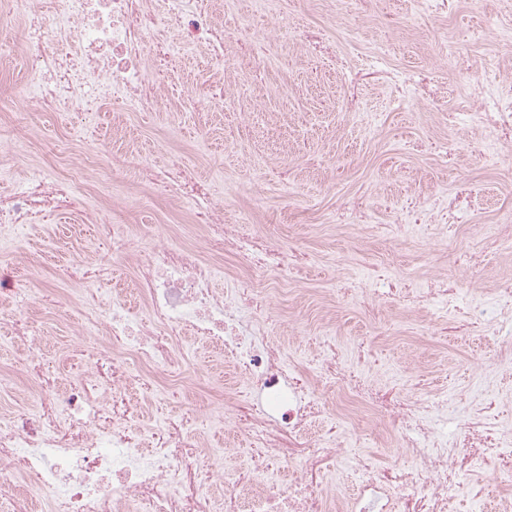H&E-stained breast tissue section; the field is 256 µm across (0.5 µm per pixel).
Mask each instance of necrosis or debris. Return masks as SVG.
Listing matches in <instances>:
<instances>
[{
    "label": "necrosis or debris",
    "instance_id": "obj_1",
    "mask_svg": "<svg viewBox=\"0 0 512 512\" xmlns=\"http://www.w3.org/2000/svg\"><path fill=\"white\" fill-rule=\"evenodd\" d=\"M166 3L161 12L153 0H0V57L18 56L29 66L28 82L0 95L9 131L31 128L35 107L90 112L112 102L134 112L176 115L223 103L216 86L176 82L177 63L185 48L201 46L219 72H231L249 42L248 22L223 23L212 0ZM476 95L470 122L512 131V91L481 87ZM168 155L167 165L157 168L131 147L112 154L111 165L116 172L138 165L137 186L147 196L172 204L192 200V225L202 246L159 242L144 253L138 243L145 227L107 226L99 213H83V223L105 227L113 255L134 269L140 312L103 304L100 332L109 346L89 353L82 369L65 379L44 371L43 339L17 314L29 283H0V328L24 347L32 398L0 426V512H32L38 494L48 495L51 512H364L336 484L315 480L324 462L342 460L344 439L314 440L307 430L320 419L341 421L339 396L387 420L393 444L406 458L371 486L382 512H445L449 489L474 460L495 457L512 466V434L486 425L493 402L468 411L465 447L449 448L438 439L426 398L378 401L331 348L313 358L320 393L302 400L303 384L283 380L287 352L269 337L271 307L260 289L285 263L281 245L257 234L252 254L240 255L246 225L225 223L223 202L183 164L178 150ZM72 206L69 182L31 174L21 191L0 194V240L32 224L37 213ZM205 250L237 257L250 274L254 285L239 303L214 290L212 269L201 256ZM188 335L224 350L278 410L274 417L262 410L244 417L234 397L225 396L218 419L256 446L250 470L231 481L214 469L205 440L184 422L168 420L154 432L128 425L131 391L156 402L163 385L180 386L187 361L180 339ZM273 462L289 474L286 490L248 494L255 479L270 478ZM217 484L223 497L211 493Z\"/></svg>",
    "mask_w": 512,
    "mask_h": 512
}]
</instances>
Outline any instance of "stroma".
<instances>
[{
  "instance_id": "1",
  "label": "stroma",
  "mask_w": 512,
  "mask_h": 512,
  "mask_svg": "<svg viewBox=\"0 0 512 512\" xmlns=\"http://www.w3.org/2000/svg\"><path fill=\"white\" fill-rule=\"evenodd\" d=\"M227 20L253 19L250 57L232 72L229 86L259 87L261 95L236 111L215 107L189 112L170 123L163 112H123L103 105L70 120L42 113L20 143L26 155L42 152L41 141H56L46 169L71 180L76 211L40 223V236L24 230L0 245V278L23 273L19 257L39 256L47 278L37 302L25 315L45 338L49 371L67 372L81 364L78 342L99 347L100 337L79 339L92 306L71 297L58 271L73 260L97 259L104 246L95 230L82 227V210L112 196L110 224H150L165 231L190 224L188 212L165 210L131 192L138 172L106 174L102 143L122 151L128 136L139 138L143 156L162 161L164 141L177 140L197 176L224 198V220L249 219L255 232H270L290 245L299 261L291 275L270 280L275 338L294 335L289 375L308 379L309 348L315 333L337 345L362 381L385 396L450 392L453 401L438 413V434L456 446L462 413L474 399L495 402L500 425L512 428V372L489 369L498 342L492 331L499 313L491 294L512 284V254L498 249L494 225L512 213V137L479 129L463 117L475 104V87L485 79L486 61L498 62L495 77L512 83V0H454L447 13L431 16L416 0H215ZM314 31L317 56L281 36L286 27ZM451 42L457 70L437 52ZM389 68L425 78L417 101L362 71L377 54ZM94 163L105 175L88 182L74 173L76 161ZM468 191V206L453 222L427 223L396 233L408 202L444 208L451 194ZM438 273L457 289L455 311L440 304L412 305L398 298L367 303L360 280L371 276L377 291L392 288L402 275L425 287ZM484 285L485 295L475 285ZM184 373L196 380V396L178 390L165 395L163 410L138 404L141 426L160 414L188 418L210 441L214 461L228 473L245 472L251 450L241 445L225 457L231 436L210 409L223 391L245 404L260 397L232 368L223 352L186 340ZM512 498V480L487 463L448 501V512H498Z\"/></svg>"
}]
</instances>
